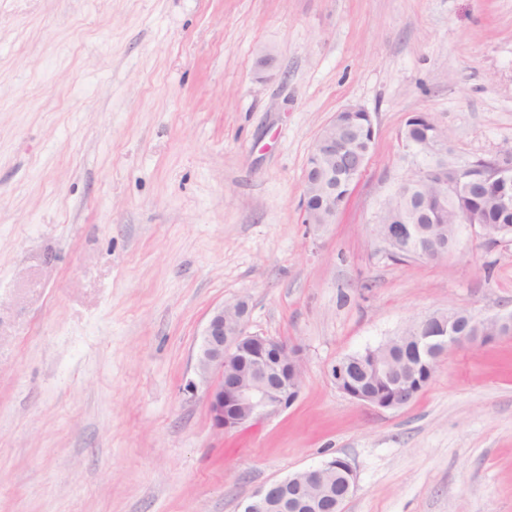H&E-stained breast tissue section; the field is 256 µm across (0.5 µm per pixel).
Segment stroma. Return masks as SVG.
<instances>
[{
	"mask_svg": "<svg viewBox=\"0 0 512 512\" xmlns=\"http://www.w3.org/2000/svg\"><path fill=\"white\" fill-rule=\"evenodd\" d=\"M350 105L375 144L335 223H305ZM415 113L450 161L512 148V0H0V512H243L335 456L344 512H512V335L449 350L399 409L329 376L431 313L512 315V246L464 226L401 263L373 233L422 164ZM240 297L304 382L222 432L184 386ZM433 122L436 123L434 120ZM437 126L438 127L431 124L417 125L406 123L402 132V139L405 146L411 147L420 142H424L427 139L448 136L447 132L443 128L438 124Z\"/></svg>",
	"mask_w": 512,
	"mask_h": 512,
	"instance_id": "1",
	"label": "stroma"
}]
</instances>
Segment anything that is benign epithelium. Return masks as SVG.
<instances>
[{"instance_id": "1", "label": "benign epithelium", "mask_w": 512, "mask_h": 512, "mask_svg": "<svg viewBox=\"0 0 512 512\" xmlns=\"http://www.w3.org/2000/svg\"><path fill=\"white\" fill-rule=\"evenodd\" d=\"M340 149L336 139L323 131L317 137L312 154L317 158L336 156ZM429 161L417 176L421 180L443 179V162L447 161L448 144H421L411 149ZM476 163L454 164L452 190L464 192L469 187L470 172ZM486 178L493 185L499 205L512 208V150L486 162ZM460 224L479 228L478 235L495 244L512 245V228L490 231L477 224L467 213ZM377 239L390 255L399 248H411L414 256L438 261L453 251L427 248L416 238L411 224H389L374 229ZM249 304L238 298L216 309L203 331L197 355L196 372L205 383V399L210 419L222 432L244 428L262 418L290 407L298 398L303 384L304 363L300 345L246 332ZM410 341L423 351L441 357L450 348L482 345L500 336L512 335V317L480 319L467 311L435 313L407 326ZM336 389L349 398L368 406L397 409L410 403L418 391L410 385L384 382L382 394H367L357 385L348 358L343 357L330 369ZM346 475L348 493L356 487V473L343 458H332L321 465L296 472L274 481L257 491L245 504L243 512H276L287 490L301 493L307 489L326 490L336 469Z\"/></svg>"}]
</instances>
